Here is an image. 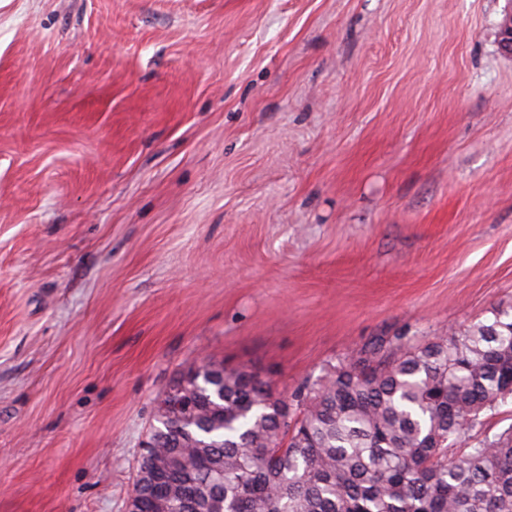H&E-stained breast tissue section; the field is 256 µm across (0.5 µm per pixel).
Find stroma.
<instances>
[{"instance_id":"stroma-1","label":"stroma","mask_w":512,"mask_h":512,"mask_svg":"<svg viewBox=\"0 0 512 512\" xmlns=\"http://www.w3.org/2000/svg\"><path fill=\"white\" fill-rule=\"evenodd\" d=\"M511 12L0 0V512H127L189 366L511 310Z\"/></svg>"}]
</instances>
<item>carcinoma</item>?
<instances>
[{"mask_svg": "<svg viewBox=\"0 0 512 512\" xmlns=\"http://www.w3.org/2000/svg\"><path fill=\"white\" fill-rule=\"evenodd\" d=\"M351 359L289 406L247 367L179 373L133 494L141 512H512V426L458 448L512 398V313Z\"/></svg>", "mask_w": 512, "mask_h": 512, "instance_id": "1", "label": "carcinoma"}]
</instances>
